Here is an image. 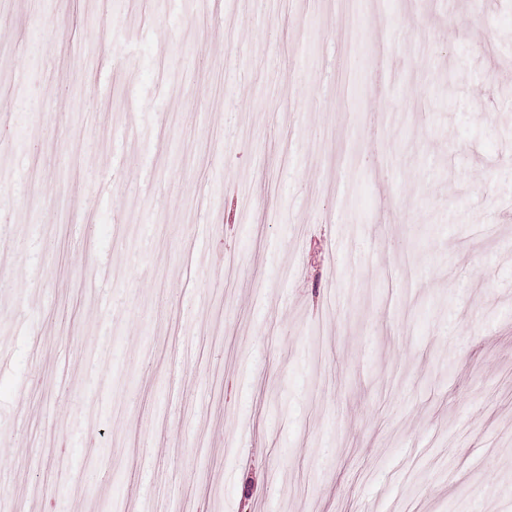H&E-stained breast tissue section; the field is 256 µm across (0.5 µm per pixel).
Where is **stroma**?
Returning a JSON list of instances; mask_svg holds the SVG:
<instances>
[{
  "label": "stroma",
  "instance_id": "stroma-1",
  "mask_svg": "<svg viewBox=\"0 0 512 512\" xmlns=\"http://www.w3.org/2000/svg\"><path fill=\"white\" fill-rule=\"evenodd\" d=\"M31 3L0 492L512 512V0Z\"/></svg>",
  "mask_w": 512,
  "mask_h": 512
}]
</instances>
